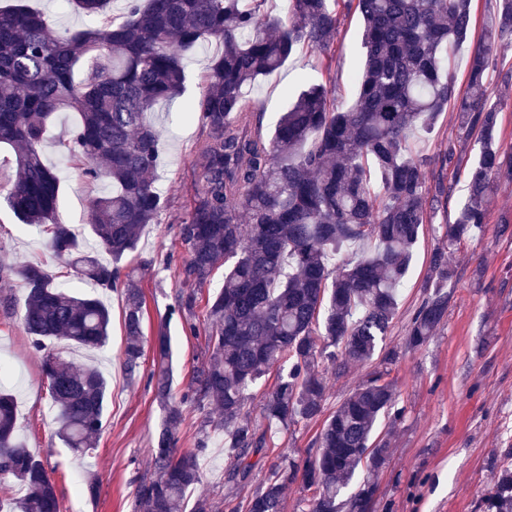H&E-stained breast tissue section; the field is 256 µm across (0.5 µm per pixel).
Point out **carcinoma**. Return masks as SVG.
Returning <instances> with one entry per match:
<instances>
[{
	"instance_id": "carcinoma-1",
	"label": "carcinoma",
	"mask_w": 512,
	"mask_h": 512,
	"mask_svg": "<svg viewBox=\"0 0 512 512\" xmlns=\"http://www.w3.org/2000/svg\"><path fill=\"white\" fill-rule=\"evenodd\" d=\"M68 2L104 19L102 27L54 31L38 11L0 9V145L15 154L7 202L22 224L46 233L48 249L68 259L77 277L121 294L123 365L131 380L144 356V301L121 263L168 208L154 180L161 133L147 114L182 94L185 56L203 42L223 46L209 63L205 90L188 107L206 133L180 229L188 252L182 276L193 291L169 314L197 335L198 290L224 268L223 286L204 305L212 350L194 368L182 401L203 411L218 407L212 425L224 431L234 460L225 481L244 482L250 468L241 461L272 441L246 411L251 390L276 370L261 416L282 430L324 414V372L340 377L371 361L388 335L422 226L453 195L443 174L453 164L467 197L432 253L404 351L426 346L447 318L444 284L456 277L448 249L486 222L495 182L512 181V146L497 142L500 106L488 103L487 87L496 49L512 42V0H499L474 45L471 0H289L284 18L265 12L264 0H127L119 23L109 20L112 0ZM340 6L358 13L364 26L354 101L339 109L334 86L311 83L265 137L246 88L299 51L330 57ZM464 48L461 88L448 62ZM450 104L459 133L428 179L430 161L411 150L410 135L431 131ZM66 110L79 113L80 122L62 143L63 157L88 181L112 186L93 201L90 224L109 264L53 221L60 179L40 146L49 121ZM473 141L480 151L467 160ZM13 276L27 288L21 320L36 349L59 339L75 347L107 344L111 314L99 297L60 287L40 264L0 266L1 279ZM151 348L163 417L154 476L139 481L137 510L212 512L208 499L190 500L202 479L201 450L173 449L183 414L172 403L164 328ZM45 368L58 436L84 455L103 428L107 381L97 368H77L54 354ZM387 375L372 372L326 418L319 452L270 465L245 512H282L284 490L299 477L309 491L303 512H372V476L389 452L387 438L375 432L380 421L402 418ZM13 484L24 490L13 512H61L45 465L19 441L13 397L0 392V490ZM481 505L482 512H512V448L501 455Z\"/></svg>"
}]
</instances>
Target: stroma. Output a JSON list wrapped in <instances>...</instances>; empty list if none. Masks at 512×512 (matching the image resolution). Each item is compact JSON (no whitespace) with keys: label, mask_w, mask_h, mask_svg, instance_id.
I'll return each mask as SVG.
<instances>
[{"label":"stroma","mask_w":512,"mask_h":512,"mask_svg":"<svg viewBox=\"0 0 512 512\" xmlns=\"http://www.w3.org/2000/svg\"><path fill=\"white\" fill-rule=\"evenodd\" d=\"M20 1L42 12L58 31L91 24L61 0H0V7ZM220 50L219 42L209 41L189 54L184 61V95L160 102L148 115L162 132L156 184L167 193L171 206L142 233L138 258H145V265H137V259L126 262L127 267L136 268L144 294L146 337H153L162 326L171 337L173 387L179 394L185 391L194 366L208 356L207 325H200L198 335L192 336L179 318L167 316L169 307L188 290L181 276L187 261L180 240L181 216L194 193L197 146L204 137L185 106L201 94L202 73ZM363 58L361 20L354 13L342 15L330 66L300 52L255 83L250 97L261 114L263 133L273 134L281 113L304 86L330 76L336 80L337 107L351 105ZM76 121L75 113H58L48 127L41 154L46 164L60 171L55 222L67 225L89 244L93 241L90 203L107 186L88 183L79 169L61 162L60 142ZM456 127L454 110H447L431 132L415 134L412 145L420 154L437 158L455 137ZM445 173L454 180V195L447 209L438 212L419 235L409 281L383 343L384 349L401 352L390 377L403 418L385 429L390 453L375 478L374 512H481L482 491L502 450L512 446V182L497 187L482 228L448 252L457 277L449 289L447 319L426 347L414 353L402 350L407 325L423 298L431 252L467 194L463 178L453 168ZM29 262L43 264L57 283L71 288L81 285L67 260L53 258L39 229L22 226L0 195V265ZM26 293L20 278L0 280V360L15 372L14 381L0 384V389L16 400L20 439L44 462L61 512H136V484L153 475V439L162 416L150 383L155 369L152 352H145L135 380H128L122 364L124 301L112 291L102 295L111 313V336L104 349H73L61 339L37 351L21 321ZM48 351L61 353L77 367L96 365L108 381L104 427L88 456H75L57 436L42 368ZM184 414L175 448L190 451L206 441L200 455L203 477L194 494L208 498L213 512H230L245 503L261 487L279 455L316 452L322 428L321 421H302L279 433L275 447L248 457L249 479L231 487L224 482L230 462L223 432L202 431L206 415L193 406H185ZM91 481L97 486L93 493L87 489Z\"/></svg>","instance_id":"stroma-1"}]
</instances>
